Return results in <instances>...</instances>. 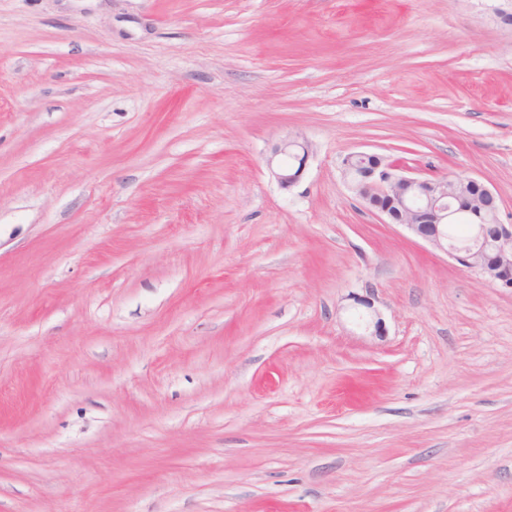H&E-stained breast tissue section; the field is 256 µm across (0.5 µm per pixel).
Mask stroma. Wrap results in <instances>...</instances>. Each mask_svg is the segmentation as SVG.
<instances>
[{
  "instance_id": "35a3bbf8",
  "label": "stroma",
  "mask_w": 512,
  "mask_h": 512,
  "mask_svg": "<svg viewBox=\"0 0 512 512\" xmlns=\"http://www.w3.org/2000/svg\"><path fill=\"white\" fill-rule=\"evenodd\" d=\"M504 6L0 0V512H512V290L342 174L512 224ZM294 148H300L304 158L297 168L289 167V161L282 163L279 160L280 156H291ZM309 151L308 141L298 133L289 134L272 147L271 155L268 158V167L281 187L289 188L299 181L304 172Z\"/></svg>"
}]
</instances>
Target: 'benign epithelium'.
<instances>
[{
  "label": "benign epithelium",
  "instance_id": "benign-epithelium-1",
  "mask_svg": "<svg viewBox=\"0 0 512 512\" xmlns=\"http://www.w3.org/2000/svg\"><path fill=\"white\" fill-rule=\"evenodd\" d=\"M299 148L303 158L309 156L310 145L298 133L290 134L276 143L268 158L272 176L283 188H289L301 178L306 162L296 168L282 163L279 157L292 155ZM343 176L352 190L362 198L375 195L386 200L376 210L385 224L404 227L448 258L474 270L491 283L512 289V225L495 224L482 227L470 245L460 248L448 239L447 224L452 215L465 214L482 220L481 211L465 193L455 190L451 179H423L401 171L384 156L357 152L343 161Z\"/></svg>",
  "mask_w": 512,
  "mask_h": 512
}]
</instances>
